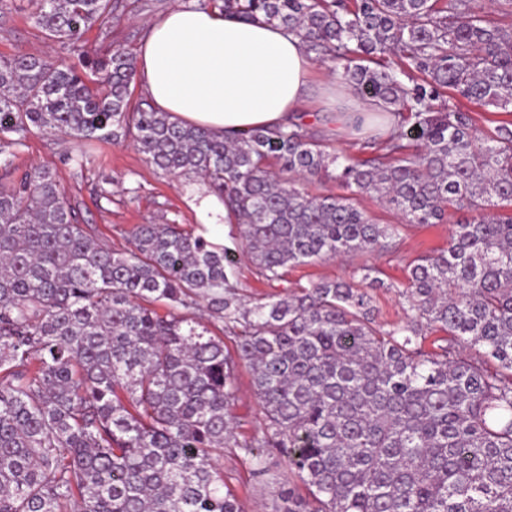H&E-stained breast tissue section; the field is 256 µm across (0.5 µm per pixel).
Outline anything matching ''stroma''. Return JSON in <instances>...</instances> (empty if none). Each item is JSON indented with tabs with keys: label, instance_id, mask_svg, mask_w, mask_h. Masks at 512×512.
<instances>
[{
	"label": "stroma",
	"instance_id": "1",
	"mask_svg": "<svg viewBox=\"0 0 512 512\" xmlns=\"http://www.w3.org/2000/svg\"><path fill=\"white\" fill-rule=\"evenodd\" d=\"M133 3V8L121 21L113 24L111 43H102L97 30L93 29L84 35L80 46L63 48L38 34L27 18V0H15L11 13L0 17V55L62 56L77 67L87 49L102 52L113 46L134 51L140 44L139 34L144 33L150 20L181 6L183 0H133ZM332 79L328 65H315L310 77L311 96L306 105L313 117L306 120L305 126L326 143L328 151L340 149L360 154V143L355 136L335 134V107L319 98L320 90L330 85ZM83 148V143L35 131L28 135L15 164L23 170L47 168L54 171L69 201L76 205L84 220L96 225L99 241L113 250L128 248V233L135 225L165 222L193 226L209 240L231 245L233 236L238 233L236 225L228 223L222 212L203 210L192 188L182 179L163 175L146 161L131 141L97 144L92 164L84 175L78 176L66 158ZM100 186L110 192V199L98 197L96 189ZM460 217V212L452 209L443 223L407 225L396 253L370 256V264L378 268V276L386 284L385 289L376 294L381 320L403 319L395 287L404 281L407 265L418 256L446 248L449 230ZM349 269V264L336 260L320 261L289 269L282 280L267 282L257 278L247 257L243 256L237 265V277L243 297L255 302L286 295L299 284L345 276ZM222 465L246 512H273L277 486L272 478H255L248 460L233 448L225 449Z\"/></svg>",
	"mask_w": 512,
	"mask_h": 512
}]
</instances>
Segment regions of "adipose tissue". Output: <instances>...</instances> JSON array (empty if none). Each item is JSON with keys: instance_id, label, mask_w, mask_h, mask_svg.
<instances>
[{"instance_id": "adipose-tissue-1", "label": "adipose tissue", "mask_w": 512, "mask_h": 512, "mask_svg": "<svg viewBox=\"0 0 512 512\" xmlns=\"http://www.w3.org/2000/svg\"><path fill=\"white\" fill-rule=\"evenodd\" d=\"M314 66L282 27L180 6L150 22L135 80L159 111L233 135L294 121Z\"/></svg>"}]
</instances>
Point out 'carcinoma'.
<instances>
[{
	"mask_svg": "<svg viewBox=\"0 0 512 512\" xmlns=\"http://www.w3.org/2000/svg\"><path fill=\"white\" fill-rule=\"evenodd\" d=\"M46 39L102 40L125 0H30ZM298 35L375 106L365 157L299 123L234 138L131 106L136 58L115 49L0 57V512H242L224 449L268 474L274 512H512V27L471 0H185ZM37 128L131 139L165 175L201 180L236 222L257 277L392 253L407 224L472 213L407 266L404 320L378 321L366 263L243 303L237 249L140 224L112 250L48 169L13 158ZM332 179L341 192L310 194ZM370 195L399 216L377 223ZM205 310L220 335L197 321ZM440 332L431 346L426 336ZM235 349L224 348V338ZM245 364L262 413L242 437ZM459 103L463 108H469L473 112H475L474 116L476 118V122L478 126L483 129L485 132H490L493 128L498 124L499 121L509 120L510 117L506 113L496 112V110L492 107L489 108H477L467 102L466 100H460Z\"/></svg>",
	"mask_w": 512,
	"mask_h": 512,
	"instance_id": "1",
	"label": "carcinoma"
}]
</instances>
